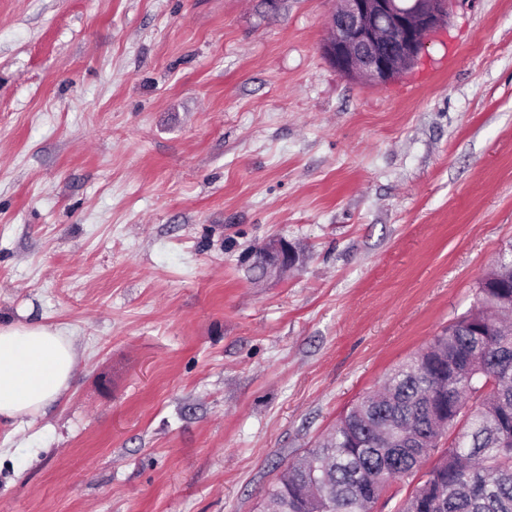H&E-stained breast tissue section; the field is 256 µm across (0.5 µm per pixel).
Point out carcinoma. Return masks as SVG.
<instances>
[{
    "label": "carcinoma",
    "mask_w": 512,
    "mask_h": 512,
    "mask_svg": "<svg viewBox=\"0 0 512 512\" xmlns=\"http://www.w3.org/2000/svg\"><path fill=\"white\" fill-rule=\"evenodd\" d=\"M473 305L387 375L327 437L287 464L268 494L283 512H371L362 484L422 473L398 512H512V241ZM437 416L462 427L435 441Z\"/></svg>",
    "instance_id": "cac0c4a2"
}]
</instances>
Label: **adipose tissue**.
<instances>
[{
    "label": "adipose tissue",
    "mask_w": 512,
    "mask_h": 512,
    "mask_svg": "<svg viewBox=\"0 0 512 512\" xmlns=\"http://www.w3.org/2000/svg\"><path fill=\"white\" fill-rule=\"evenodd\" d=\"M77 356L73 337L58 327L0 322V422L44 414L68 390Z\"/></svg>",
    "instance_id": "obj_1"
}]
</instances>
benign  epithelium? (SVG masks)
<instances>
[{
    "label": "benign epithelium",
    "mask_w": 512,
    "mask_h": 512,
    "mask_svg": "<svg viewBox=\"0 0 512 512\" xmlns=\"http://www.w3.org/2000/svg\"><path fill=\"white\" fill-rule=\"evenodd\" d=\"M325 20L322 53L342 76L385 86L417 61L428 36L448 19V0H333ZM265 272H282L296 262L285 240L252 253Z\"/></svg>",
    "instance_id": "benign-epithelium-1"
}]
</instances>
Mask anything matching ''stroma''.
Here are the masks:
<instances>
[{"label": "stroma", "mask_w": 512, "mask_h": 512, "mask_svg": "<svg viewBox=\"0 0 512 512\" xmlns=\"http://www.w3.org/2000/svg\"><path fill=\"white\" fill-rule=\"evenodd\" d=\"M329 0H0V320L80 351L0 512H259L512 240V0L386 86ZM296 247L255 280L247 254ZM254 264L266 273L273 270L282 272L296 262V251L286 240L265 243L252 253Z\"/></svg>", "instance_id": "35a3bbf8"}]
</instances>
